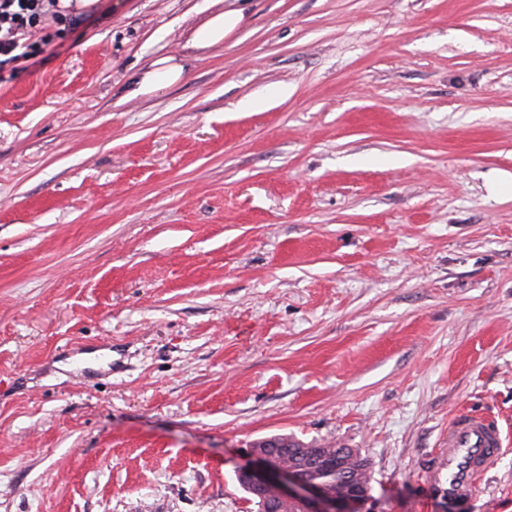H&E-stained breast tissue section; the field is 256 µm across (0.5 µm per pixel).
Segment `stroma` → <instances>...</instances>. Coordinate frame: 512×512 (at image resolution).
I'll return each mask as SVG.
<instances>
[{
  "label": "stroma",
  "instance_id": "obj_1",
  "mask_svg": "<svg viewBox=\"0 0 512 512\" xmlns=\"http://www.w3.org/2000/svg\"><path fill=\"white\" fill-rule=\"evenodd\" d=\"M239 6L197 50L224 0H97L0 68V512H256L273 434L366 456L361 512H512V0ZM229 3L224 12L211 16L194 34L192 46L208 49L224 42V39L240 30L247 23L243 9ZM172 61L173 58H162L153 62L152 68L137 81L134 93L149 94L179 82L183 75V67ZM446 446L448 452L441 463V473L431 481L430 493L465 505L499 458V425L485 415H456L448 424Z\"/></svg>",
  "mask_w": 512,
  "mask_h": 512
}]
</instances>
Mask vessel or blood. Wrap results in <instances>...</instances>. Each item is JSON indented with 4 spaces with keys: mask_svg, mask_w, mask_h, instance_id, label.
<instances>
[{
    "mask_svg": "<svg viewBox=\"0 0 512 512\" xmlns=\"http://www.w3.org/2000/svg\"><path fill=\"white\" fill-rule=\"evenodd\" d=\"M448 452L430 492L459 504H467L480 480L499 458L502 439L494 419L479 414L454 416L448 425Z\"/></svg>",
    "mask_w": 512,
    "mask_h": 512,
    "instance_id": "1",
    "label": "vessel or blood"
}]
</instances>
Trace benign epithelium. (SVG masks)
Listing matches in <instances>:
<instances>
[{"label":"benign epithelium","instance_id":"benign-epithelium-1","mask_svg":"<svg viewBox=\"0 0 512 512\" xmlns=\"http://www.w3.org/2000/svg\"><path fill=\"white\" fill-rule=\"evenodd\" d=\"M250 464L238 470L252 493L266 500L273 491L282 500L299 507V512H360L368 495L357 491L332 494L296 469L275 462L274 457L256 449H249Z\"/></svg>","mask_w":512,"mask_h":512}]
</instances>
